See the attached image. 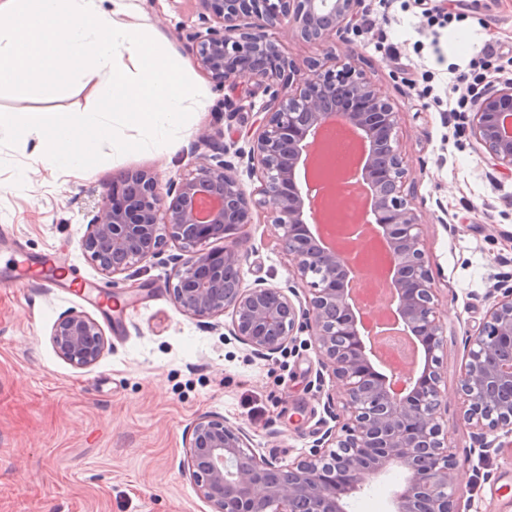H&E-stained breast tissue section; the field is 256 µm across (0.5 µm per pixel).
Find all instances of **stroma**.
<instances>
[{"instance_id":"35a3bbf8","label":"stroma","mask_w":512,"mask_h":512,"mask_svg":"<svg viewBox=\"0 0 512 512\" xmlns=\"http://www.w3.org/2000/svg\"><path fill=\"white\" fill-rule=\"evenodd\" d=\"M138 22L187 64L202 106L167 148L112 155L73 173L47 167L39 136L0 147V512H211L184 470L190 424L212 415L243 425L251 446L289 463L307 452L333 414L342 391L318 378L308 334L295 351L260 359L224 329L183 315L167 282L178 254L147 260L134 278L103 274L81 241L95 199L113 178L136 170L161 186L179 180L196 157L199 138L247 149L267 97L239 80L217 84L195 64L191 35L213 26L201 0H134ZM364 30L353 37V65L369 76L400 114L399 146L407 184L424 225L425 248L447 326L440 354L441 422L462 472L458 512H512V447L480 452L461 422L457 394L466 337L482 322L495 278L512 277V174L493 170L472 150L465 124L449 103L471 111L474 99L454 77L469 72L484 44L512 49V0H366ZM92 87L75 84L52 102L0 92V112L42 108L87 112ZM240 242L248 255L245 283L262 278L287 287L290 275L279 232L254 218ZM27 256L32 269L49 258L70 267L88 297L15 277ZM93 318L107 344L100 360L78 368L54 350L50 335L64 313ZM405 474L392 469L352 500L350 512H390Z\"/></svg>"}]
</instances>
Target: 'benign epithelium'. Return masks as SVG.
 I'll use <instances>...</instances> for the list:
<instances>
[{"mask_svg":"<svg viewBox=\"0 0 512 512\" xmlns=\"http://www.w3.org/2000/svg\"><path fill=\"white\" fill-rule=\"evenodd\" d=\"M203 2L217 26L192 36L197 67L216 83L233 76L269 96L249 151L235 152L261 186L247 192L224 147L165 188L149 171L126 173L100 195L83 249L102 272L115 275L176 243L181 254L170 258L175 283L169 288L183 313L230 315L228 335L267 360L309 333L320 370L342 384L344 398L335 425L287 465L251 448L243 425L197 418L186 438L196 490L212 512H348L350 497L399 468L406 477L392 512H457L461 474L439 421L448 401L436 355L444 325L423 223L404 189L399 113L352 64L325 68L315 59L306 75L269 34L285 25L307 43L346 45V34L359 29L365 0ZM468 122L474 152L496 170H512V80L486 84ZM336 126L361 148L348 170L332 164L327 146L313 158L315 145ZM313 161L315 180L299 182L298 169ZM348 179L361 187L356 201L341 190ZM338 195L362 215L370 243L382 253L387 299L381 313L423 347L420 372L417 359L389 361L374 345L362 303L372 269L337 251L326 230ZM255 210L281 231L279 244L303 292L263 279L244 283L248 255L238 244ZM218 240L224 246H213ZM487 301L483 322L468 336L458 386L463 423L476 431L482 452L491 447L489 434H502L512 446V286L498 281ZM51 343L80 368L96 364L106 347L98 323L76 310L57 320Z\"/></svg>","mask_w":512,"mask_h":512,"instance_id":"benign-epithelium-1","label":"benign epithelium"}]
</instances>
